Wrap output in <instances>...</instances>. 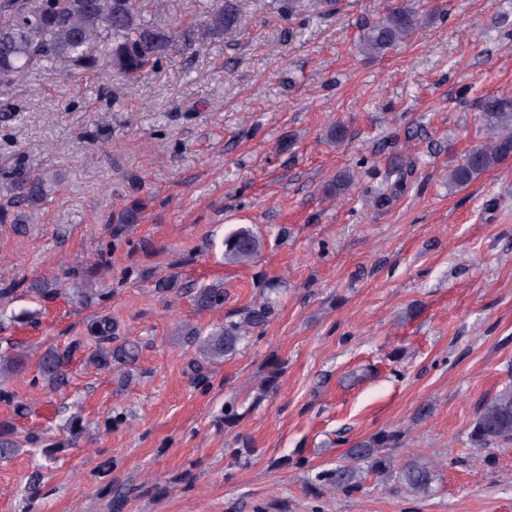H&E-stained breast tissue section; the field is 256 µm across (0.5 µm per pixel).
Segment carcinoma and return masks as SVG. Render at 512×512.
Listing matches in <instances>:
<instances>
[{
  "label": "carcinoma",
  "instance_id": "carcinoma-1",
  "mask_svg": "<svg viewBox=\"0 0 512 512\" xmlns=\"http://www.w3.org/2000/svg\"><path fill=\"white\" fill-rule=\"evenodd\" d=\"M140 0H0V89L20 84L43 63H58L68 71L101 69L126 79H138L158 68L174 53L185 51L196 41L186 29L148 27L141 20ZM245 0H214L207 35H222L240 26ZM421 23L420 14L394 8L371 24L361 37L360 47L379 57L403 42ZM104 45V52L95 50ZM483 125L490 139L470 149L457 161L448 163V186L457 189L491 172L512 158V97L492 95L480 105ZM355 175L339 171L326 190L341 196L348 192ZM47 179L23 162L0 172V188L6 196L28 209L43 200ZM262 239L248 228H237L224 237V263L249 265L260 253ZM199 306L208 308L224 302V290L204 288L196 296ZM273 311L272 301L249 306L237 321H231L203 336L188 331L190 342L213 364L237 353L254 330L262 327ZM74 346L50 348L38 362L42 380L56 389L65 382ZM138 347L120 343L99 361L119 370L133 364ZM395 432H382L353 444L346 462L320 476L322 487L350 493L359 486L362 467L393 479L400 487L425 495L436 480L431 463L410 459L399 466L383 448L396 441ZM483 462L492 463L495 446L512 441V384L485 400L469 434ZM20 450L9 430L0 427V461H8Z\"/></svg>",
  "mask_w": 512,
  "mask_h": 512
}]
</instances>
